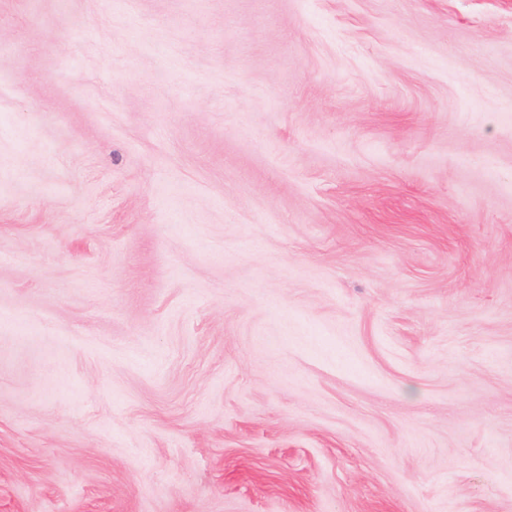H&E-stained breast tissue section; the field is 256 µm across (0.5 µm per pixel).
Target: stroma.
Returning a JSON list of instances; mask_svg holds the SVG:
<instances>
[{
  "label": "stroma",
  "instance_id": "obj_1",
  "mask_svg": "<svg viewBox=\"0 0 512 512\" xmlns=\"http://www.w3.org/2000/svg\"><path fill=\"white\" fill-rule=\"evenodd\" d=\"M0 512H512V0H0Z\"/></svg>",
  "mask_w": 512,
  "mask_h": 512
}]
</instances>
